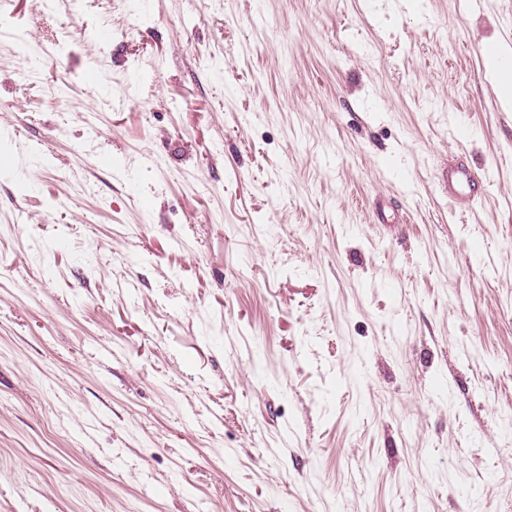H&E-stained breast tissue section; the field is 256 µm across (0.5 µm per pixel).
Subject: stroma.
<instances>
[{"mask_svg":"<svg viewBox=\"0 0 512 512\" xmlns=\"http://www.w3.org/2000/svg\"><path fill=\"white\" fill-rule=\"evenodd\" d=\"M490 42L512 0H0V512H512ZM448 192L452 197L475 198L476 181L468 168L455 166L448 169Z\"/></svg>","mask_w":512,"mask_h":512,"instance_id":"obj_1","label":"stroma"}]
</instances>
